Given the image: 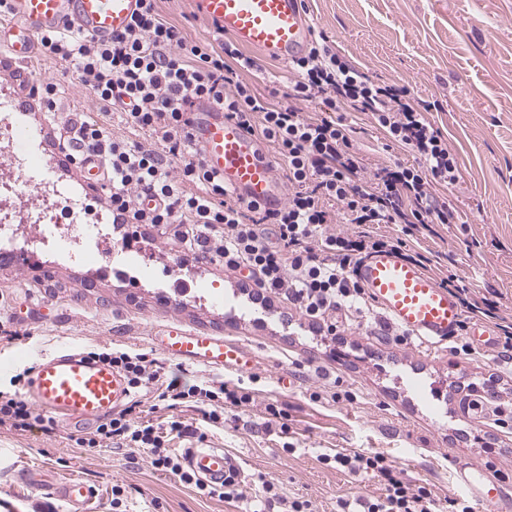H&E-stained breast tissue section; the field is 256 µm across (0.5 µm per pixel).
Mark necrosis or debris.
Returning a JSON list of instances; mask_svg holds the SVG:
<instances>
[{"instance_id":"4bbe7bcc","label":"necrosis or debris","mask_w":512,"mask_h":512,"mask_svg":"<svg viewBox=\"0 0 512 512\" xmlns=\"http://www.w3.org/2000/svg\"><path fill=\"white\" fill-rule=\"evenodd\" d=\"M11 108L8 93L0 91V148L7 151L9 167L7 180H0V197H10L12 204L11 210H0V247L32 253L50 250L83 262L113 252L106 226L85 200L67 194L62 184L49 178L28 182L40 159L16 151L19 128Z\"/></svg>"}]
</instances>
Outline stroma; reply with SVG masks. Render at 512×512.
Listing matches in <instances>:
<instances>
[{
	"instance_id": "1",
	"label": "stroma",
	"mask_w": 512,
	"mask_h": 512,
	"mask_svg": "<svg viewBox=\"0 0 512 512\" xmlns=\"http://www.w3.org/2000/svg\"><path fill=\"white\" fill-rule=\"evenodd\" d=\"M309 21L374 80L407 87L416 102L432 103V122L448 137L461 164L458 185L437 193L461 216L436 225L435 235L415 230L410 246L430 251L432 274L457 273L464 283L497 290L500 309L512 317V0H306ZM160 13L189 37L207 39L214 28L196 0H159ZM19 81L14 65L0 57V88L10 91L17 123L39 129L31 149L44 160L32 180L48 176L70 192L91 198L64 161L59 138L77 115L104 113L101 103L59 59L35 55ZM53 79L61 92L54 106L40 83ZM353 139L366 174L392 161L413 163L411 153L382 148L384 136L362 114L352 116ZM149 278L105 276L111 256L65 265L40 254L38 266L21 256L0 261V390L26 392L15 375L61 349L80 353L134 350L153 353L154 328L169 321L192 331L237 340L252 352L249 368L219 370L165 359L162 378L189 385L211 380L254 390L253 403L226 412L221 427L202 426L192 408L157 409L144 396L145 418L166 424L178 415L203 436L173 438L176 454L208 445L224 449L244 476L262 473L292 496L310 500L315 512H336L337 502L378 491L375 481L322 464V453L353 450L384 453L411 483L433 486L438 497L456 495L451 465L472 462L512 483V371L493 357L472 359L419 340L378 343L365 329L337 336L311 335L300 313L285 302L254 310L241 296L236 276L209 266L183 268L191 284L219 289L222 302L196 297L174 284L178 245L157 234L138 236ZM19 333L9 341L10 333ZM496 379L487 399L490 417H467L460 401L468 384ZM353 391V402L310 400L334 379ZM269 403L282 405L294 431L295 452L265 431ZM80 429L56 422L52 432L0 429V512H69L54 492L79 478L97 496L90 512H241L235 500L199 496L178 477L155 469L146 451L104 446L78 448ZM121 486L113 499V486Z\"/></svg>"
}]
</instances>
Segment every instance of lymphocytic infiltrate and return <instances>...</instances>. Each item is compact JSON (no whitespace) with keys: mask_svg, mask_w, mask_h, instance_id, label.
I'll list each match as a JSON object with an SVG mask.
<instances>
[{"mask_svg":"<svg viewBox=\"0 0 512 512\" xmlns=\"http://www.w3.org/2000/svg\"><path fill=\"white\" fill-rule=\"evenodd\" d=\"M42 54L72 65L79 79L107 109L119 112L138 132L117 137L104 123L87 118L63 141L65 156L79 162L97 159L105 171L101 204L117 226L172 230L182 263H210L228 272L248 270L242 288L260 308L269 294H280L309 327L335 335L337 314H363L370 301L355 277L367 257L388 252L430 269L427 253L406 238L417 225L454 224L458 214L436 193L438 185L461 179L457 155L428 117L430 105H413L407 88L373 81L327 36L313 38L307 52L291 61L280 102L257 94L239 71H259L231 40L218 43L190 39L163 17L157 0H137L128 27L107 40L77 31L41 36ZM220 106L272 147L290 187L287 203L263 206L226 187L209 170L191 133L188 116L196 101ZM313 102L323 118L304 115L301 103ZM348 109L367 114L386 140L414 154L412 164L393 162L363 177L362 158L353 143L352 126L332 120ZM332 224H348V233H332ZM382 224H397L396 236L379 234ZM456 295L463 311L461 329L481 320L499 333L498 359L512 360V320L500 316L496 301L468 288L456 273L441 281ZM92 360L120 372L130 389L152 387L157 401L174 409L208 401L203 422L218 426L225 409L253 401L254 392L220 382L206 388H182L161 380L156 360L134 351L92 353ZM140 401L112 412L94 432L76 438L81 448L110 442L117 448L147 450L155 468L171 472L199 495L247 503V512H312L309 500L288 497L263 483L260 498L249 499L239 470H230L222 487L202 482L169 449L172 437L190 427L173 419L161 427L139 422ZM53 418L17 394L0 392V428L49 432ZM350 473L377 481L378 495L340 500L339 512H435L440 504L429 484L400 476L380 452L321 455Z\"/></svg>","mask_w":512,"mask_h":512,"instance_id":"lymphocytic-infiltrate-1","label":"lymphocytic infiltrate"}]
</instances>
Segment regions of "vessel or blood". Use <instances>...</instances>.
Listing matches in <instances>:
<instances>
[{"label": "vessel or blood", "instance_id": "obj_1", "mask_svg": "<svg viewBox=\"0 0 512 512\" xmlns=\"http://www.w3.org/2000/svg\"><path fill=\"white\" fill-rule=\"evenodd\" d=\"M204 17L243 47L265 57L289 61L300 56L311 37L304 0H199ZM8 21L0 25V45L7 46L16 66L33 57L41 34L72 28L101 39L124 30L136 0H6ZM194 139L203 161L223 177L226 186L261 204H279L284 184L276 178L265 143L247 132L222 109L208 102L194 105ZM357 277L371 301L399 329L417 338L447 342L457 331L463 312L458 300L420 266L381 253L367 259ZM152 345L183 364L246 368L251 353L241 342L191 332L174 322L151 336ZM30 396L44 409L74 425L98 421L119 408L129 396L123 376L109 364L76 353H60L36 364ZM188 465L204 482L217 486L234 467L220 448H195ZM457 486L478 505L512 512V493L492 480L485 466L459 463ZM94 489L77 478L59 487V497L71 512H82Z\"/></svg>", "mask_w": 512, "mask_h": 512}]
</instances>
